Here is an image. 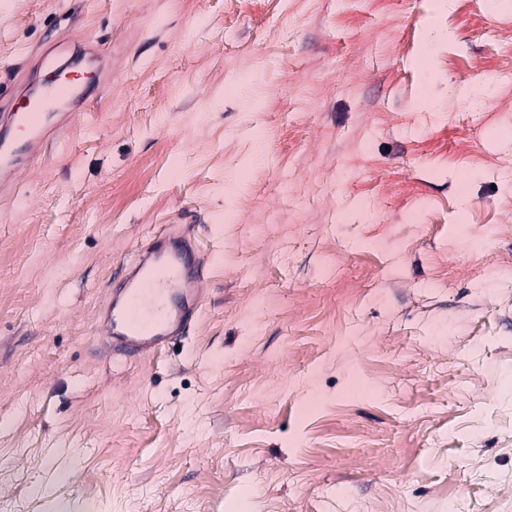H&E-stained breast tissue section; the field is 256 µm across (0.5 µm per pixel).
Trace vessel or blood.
<instances>
[{"label":"vessel or blood","mask_w":512,"mask_h":512,"mask_svg":"<svg viewBox=\"0 0 512 512\" xmlns=\"http://www.w3.org/2000/svg\"><path fill=\"white\" fill-rule=\"evenodd\" d=\"M83 68L45 82L36 98L18 101L0 91V190H12L9 175L27 157L57 138L50 120L60 116ZM205 265L189 225H172L129 262L97 319L105 329L107 353L114 360L143 359L162 352L188 334L201 310Z\"/></svg>","instance_id":"vessel-or-blood-1"}]
</instances>
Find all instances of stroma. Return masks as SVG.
<instances>
[{"label": "stroma", "instance_id": "stroma-1", "mask_svg": "<svg viewBox=\"0 0 512 512\" xmlns=\"http://www.w3.org/2000/svg\"><path fill=\"white\" fill-rule=\"evenodd\" d=\"M456 3L0 0V84L104 67L0 199V512H512V4ZM168 224L200 319L109 360Z\"/></svg>", "mask_w": 512, "mask_h": 512}]
</instances>
